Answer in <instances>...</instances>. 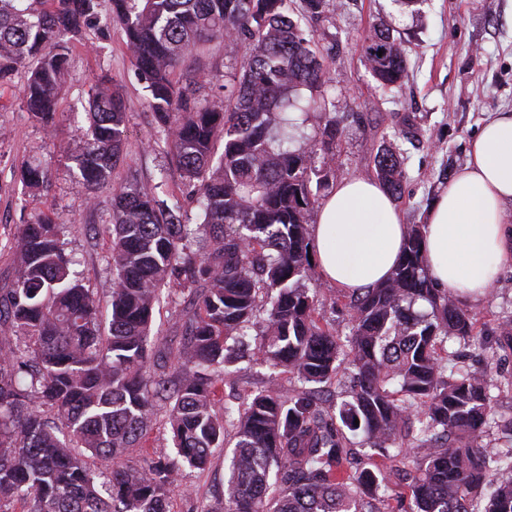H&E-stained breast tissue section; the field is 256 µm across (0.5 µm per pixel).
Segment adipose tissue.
I'll return each instance as SVG.
<instances>
[{
    "label": "adipose tissue",
    "mask_w": 512,
    "mask_h": 512,
    "mask_svg": "<svg viewBox=\"0 0 512 512\" xmlns=\"http://www.w3.org/2000/svg\"><path fill=\"white\" fill-rule=\"evenodd\" d=\"M512 113L490 119L463 169L432 202L422 228L437 287L478 299L512 263ZM404 217L380 182L345 178L331 187L311 227L323 279L343 291L385 282L403 249Z\"/></svg>",
    "instance_id": "1"
}]
</instances>
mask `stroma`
<instances>
[{
    "label": "stroma",
    "instance_id": "obj_1",
    "mask_svg": "<svg viewBox=\"0 0 512 512\" xmlns=\"http://www.w3.org/2000/svg\"><path fill=\"white\" fill-rule=\"evenodd\" d=\"M292 17L310 31L318 48L329 51V94L345 127L330 182L375 178L377 149L383 140H395L406 172L398 206L406 223H423L431 202L466 164L482 125L496 113L512 111V0H332L316 20L305 17L295 0ZM376 29L390 32L406 53L408 76L401 88L383 89L364 64L363 38ZM69 47L70 68L53 130L34 121L23 105L25 71L0 85V284L16 275L13 243L21 226L46 216L63 227L67 251L78 259L86 287L105 302L112 294L105 230L112 221V190L87 196L69 170L70 156L89 125L88 99L98 80L119 83L125 105L126 153L112 174L113 184L134 175L158 184L160 198L176 195L188 217H196L197 209L191 187L166 165L160 128L119 25L86 29ZM245 55L241 44L215 41L203 54L186 58L175 78L192 89L199 105L219 102ZM26 163L48 170L39 190H29L21 180ZM193 309L189 291L162 289L151 370L173 373V355L185 342ZM232 369L223 391L230 403H242L268 383L261 355L245 354ZM230 457V449L217 448L206 470L184 469L171 488L169 512H217Z\"/></svg>",
    "mask_w": 512,
    "mask_h": 512
}]
</instances>
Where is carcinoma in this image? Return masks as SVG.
I'll list each match as a JSON object with an SVG mask.
<instances>
[{
  "label": "carcinoma",
  "mask_w": 512,
  "mask_h": 512,
  "mask_svg": "<svg viewBox=\"0 0 512 512\" xmlns=\"http://www.w3.org/2000/svg\"><path fill=\"white\" fill-rule=\"evenodd\" d=\"M292 2L112 0L168 164L196 192L198 223L186 221L177 197L161 200L141 181L113 187L106 329L62 228L46 218L22 225L15 279L0 287V320L14 329L0 337V512L17 503L22 512H169L181 467L203 470L213 449L229 446L218 512H512V416L498 413L491 394L512 392V377L494 376L512 351V308L492 313L490 331L460 296L434 287L420 224L407 225L386 282L349 293L348 336L309 287L318 277L309 220L343 128L329 108L323 56L290 17ZM97 6L0 0V81L30 63L25 107L47 129L69 67L64 41L99 24ZM230 36L246 49L240 75L224 104L199 107L176 69ZM362 51L383 87L404 82V50L390 34L366 35ZM88 112L71 171L76 185L94 188L124 157L122 95L98 83ZM373 162L402 199L400 153L384 143ZM22 178L37 188L47 172L27 164ZM164 284L193 292L195 309L177 370L156 377L147 359ZM251 326L265 362L296 385L283 393L271 383L219 411ZM450 340L476 348L484 368L448 351ZM159 400L175 456L129 466ZM493 430L502 445L484 443ZM363 448L398 462L405 492L379 495L389 476Z\"/></svg>",
  "instance_id": "cac0c4a2"
}]
</instances>
